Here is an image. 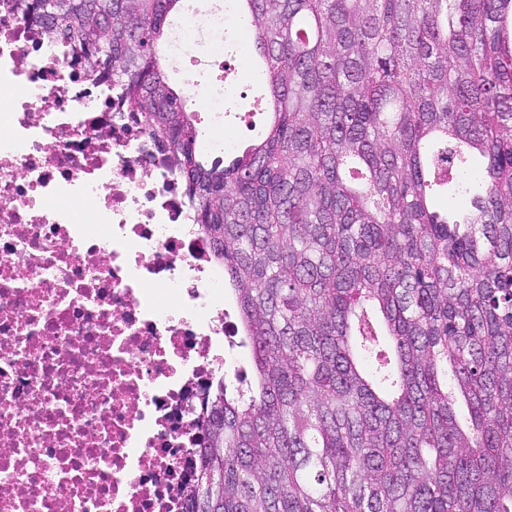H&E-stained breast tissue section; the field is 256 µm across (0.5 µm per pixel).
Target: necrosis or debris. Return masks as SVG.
Returning <instances> with one entry per match:
<instances>
[{"label": "necrosis or debris", "mask_w": 512, "mask_h": 512, "mask_svg": "<svg viewBox=\"0 0 512 512\" xmlns=\"http://www.w3.org/2000/svg\"><path fill=\"white\" fill-rule=\"evenodd\" d=\"M186 4L173 47L223 35ZM220 157L223 82L187 80ZM224 272L143 125L0 0V512H183L235 356Z\"/></svg>", "instance_id": "1"}]
</instances>
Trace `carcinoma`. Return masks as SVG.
Segmentation results:
<instances>
[{
    "mask_svg": "<svg viewBox=\"0 0 512 512\" xmlns=\"http://www.w3.org/2000/svg\"><path fill=\"white\" fill-rule=\"evenodd\" d=\"M182 2L14 11L141 118L224 266L252 375L197 415L186 512H512V0H227L274 112L211 162L157 55Z\"/></svg>",
    "mask_w": 512,
    "mask_h": 512,
    "instance_id": "obj_1",
    "label": "carcinoma"
}]
</instances>
